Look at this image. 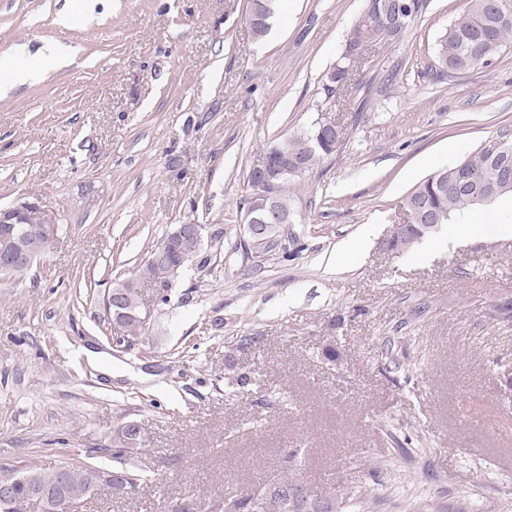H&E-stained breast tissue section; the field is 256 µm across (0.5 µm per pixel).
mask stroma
<instances>
[{"label": "stroma", "mask_w": 512, "mask_h": 512, "mask_svg": "<svg viewBox=\"0 0 512 512\" xmlns=\"http://www.w3.org/2000/svg\"><path fill=\"white\" fill-rule=\"evenodd\" d=\"M362 7L277 0L258 39L248 0H0V51L41 70L0 77V207L58 222L23 279L0 275V479L35 458L111 467L100 447L135 420L151 482L79 512L283 475L338 512H512V233L497 230L512 197L469 211V237L383 245L411 190L512 127V45L433 82L466 0H431L370 52L363 82L397 64L408 78L360 112L362 92L326 85ZM319 116L342 128L336 153L289 184L287 244L245 256L254 159ZM177 224L209 225L205 268L169 304L145 295L144 343L114 346L102 282Z\"/></svg>", "instance_id": "stroma-1"}]
</instances>
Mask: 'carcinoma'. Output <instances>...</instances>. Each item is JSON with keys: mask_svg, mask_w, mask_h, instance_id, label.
Returning <instances> with one entry per match:
<instances>
[{"mask_svg": "<svg viewBox=\"0 0 512 512\" xmlns=\"http://www.w3.org/2000/svg\"><path fill=\"white\" fill-rule=\"evenodd\" d=\"M275 0H251L248 21L256 38L264 37L270 29L274 15ZM395 6L392 0H364L362 12L347 31L336 64L328 77L329 94L337 91L356 90L361 83L351 84L364 60H356L358 51L373 45L393 44L406 36L409 27L392 23L390 15ZM512 43V3L504 0H468L464 14L442 34L436 44L435 63L431 70L437 81H443L456 74L487 67L500 54L503 48ZM400 83V71L395 68L384 71L380 76L376 92L386 94ZM314 125L294 134L266 149L269 159L277 165H284L293 159L304 164L309 172L336 152L341 128H336V139L321 146L309 140ZM466 166L476 173L482 183L497 189V197L512 196V182L502 177L500 168L486 157L483 147H478L466 159ZM410 212L411 223L418 224L423 216L431 213L441 217L446 224L455 217L476 207L470 192L462 186L458 177V166L454 165L435 172L412 190L403 201ZM173 260L165 262L147 258L136 272L124 278H115L107 283L102 298L113 294L124 300L140 298L137 286L143 282L163 286V292L156 294V301L167 304L171 300L175 273L171 266L187 258L198 257L195 241L190 237L173 238L168 246ZM115 341L118 345L130 347L146 334L147 324L133 314L121 316L114 324ZM145 444L131 447L123 429H118L112 438V446L99 449V452L112 457V484H120L129 489L126 497L138 494L142 482L146 480L145 469L140 461ZM28 473L33 480L56 489L59 498H84L102 492L105 486H92L91 464L82 462L63 463L53 469H45L32 461ZM226 499H215L205 494L192 493L160 507V512H225ZM242 512H336V500L314 498L300 485L284 477L277 480L276 490L270 491L267 484L255 486L243 498L234 499Z\"/></svg>", "mask_w": 512, "mask_h": 512, "instance_id": "obj_1", "label": "carcinoma"}]
</instances>
